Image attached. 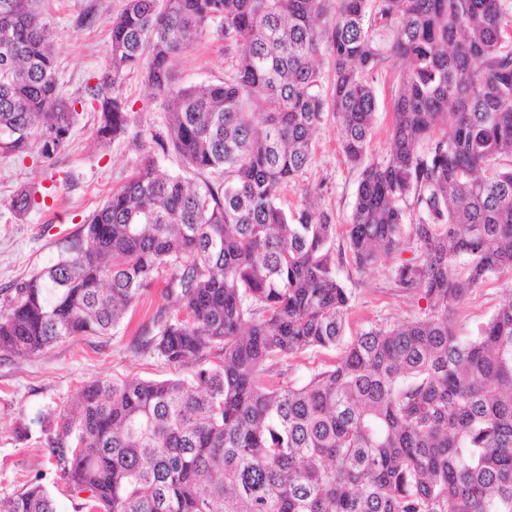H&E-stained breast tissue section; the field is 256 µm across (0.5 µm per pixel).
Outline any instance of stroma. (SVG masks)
I'll return each instance as SVG.
<instances>
[{
  "label": "stroma",
  "instance_id": "35a3bbf8",
  "mask_svg": "<svg viewBox=\"0 0 512 512\" xmlns=\"http://www.w3.org/2000/svg\"><path fill=\"white\" fill-rule=\"evenodd\" d=\"M126 0H43L50 20V39L56 54L60 89L77 102L79 113L67 144L52 159L32 146L25 157L0 154V290H6L43 269L77 235L86 218L138 167L142 146L164 129V110L140 72L127 73L112 92L127 105V134L101 143L96 134L100 114L86 87L95 85L110 48L111 18L119 16ZM239 54L236 46L212 31L198 34L172 62L177 84L199 85L223 80ZM402 64L387 61L375 74L378 110L368 161L387 155L392 101L399 90ZM360 166L346 161L334 119L316 132L312 158L300 177L283 188L280 203L288 211L300 208L305 192H314L319 210L336 224L334 247L337 273L351 295L347 336H356L373 324L407 322L424 316L428 302L419 291L400 288L393 270L413 259L409 250L382 258L366 271H358L349 255L344 226L351 214ZM22 185L35 187L37 203L25 218H17L7 205ZM164 275H156L142 301L108 336H78L54 344L26 359L0 353V498L17 491L26 477L46 474L45 485L57 512H82L56 477L43 455L60 414L70 409L81 388L92 381L135 376L144 379L185 378L176 369L144 352L141 343L152 336L153 317L163 303ZM512 280L490 277L476 288L452 317L460 335L468 336L489 320ZM342 349H310L270 364L268 378L282 385L299 386L318 372L334 368Z\"/></svg>",
  "mask_w": 512,
  "mask_h": 512
}]
</instances>
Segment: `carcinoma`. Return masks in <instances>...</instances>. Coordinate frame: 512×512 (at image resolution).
<instances>
[{"instance_id":"obj_1","label":"carcinoma","mask_w":512,"mask_h":512,"mask_svg":"<svg viewBox=\"0 0 512 512\" xmlns=\"http://www.w3.org/2000/svg\"><path fill=\"white\" fill-rule=\"evenodd\" d=\"M40 0H0V151L54 157L78 121L58 87ZM509 0H128L89 94L99 138L126 133L108 93L131 70L164 105L143 155L52 264L0 298V352L29 358L104 335L164 270L165 305L141 347L190 379L83 386L48 439L49 459L86 512H512V292L472 336L450 315L489 276L512 277V12ZM393 39H376L368 11ZM212 29L241 48L219 83L178 87L172 60ZM334 53L321 91L322 48ZM405 64L386 159L365 163L378 107L373 74ZM364 166L348 224L354 265L415 246L395 279L424 316L345 341L350 295L336 225L284 186L328 116ZM427 149L418 151V144ZM23 186L9 208L36 204ZM413 197L416 223L402 237ZM345 346L297 387L268 363ZM31 477L0 512H57ZM154 158L159 166L169 170L170 172L183 173L184 175L192 177L197 181L204 179L214 180V176L209 173H203L201 175L195 174L193 172L186 173L181 158L172 150H170L167 154L155 152Z\"/></svg>"}]
</instances>
